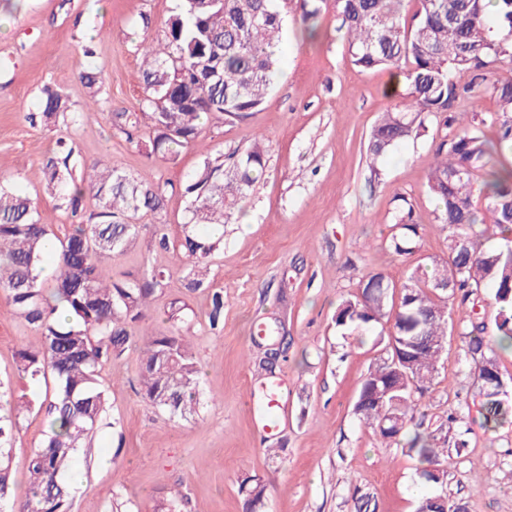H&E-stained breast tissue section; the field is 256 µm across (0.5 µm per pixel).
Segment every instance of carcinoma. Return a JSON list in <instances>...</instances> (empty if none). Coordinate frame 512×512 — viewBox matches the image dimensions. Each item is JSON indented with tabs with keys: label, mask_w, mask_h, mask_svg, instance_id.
<instances>
[{
	"label": "carcinoma",
	"mask_w": 512,
	"mask_h": 512,
	"mask_svg": "<svg viewBox=\"0 0 512 512\" xmlns=\"http://www.w3.org/2000/svg\"><path fill=\"white\" fill-rule=\"evenodd\" d=\"M278 0H221L200 8L194 0H180L179 11L166 23L164 41L144 47V96L138 112L111 113L112 125L129 136L141 127L150 129L151 155L176 162L180 150L199 140L204 122L212 118L242 119L256 111L268 94L280 63L278 34L283 18ZM326 0H301L302 21L309 36ZM411 22L401 13L404 0H333L336 15L348 36L353 64L364 69H395L404 75L405 103L384 113L367 145L372 161L390 153L418 132L427 116L443 118V126L457 125L435 148V161L426 174L429 193L438 208L435 222L448 230V258L435 262L430 279L412 271L402 288L398 305L389 304L392 283L381 273L363 281L362 295L345 300L336 311V326L358 329L383 318L394 334L425 336L435 347L448 338L450 298L475 304L478 292L492 290L491 299L504 317L501 335L482 336L476 322L463 328L468 337L465 356L480 371L497 369L496 347L512 344V75L498 76L496 69L512 65V0H496L494 16L486 0H414ZM81 79L100 96L101 71L88 69ZM480 95L496 102L491 123L494 141L485 138L486 118L461 110L464 102ZM33 125L56 121L75 127L91 118L73 112L62 93L46 85L40 111L29 112ZM267 149L256 139L233 163V176L224 177V156H207L183 183L189 198L181 247L188 266L189 288H206L205 260L217 251L223 236L203 238L194 232L200 224H222L224 213L244 196L265 171ZM44 189L72 219L68 234L52 239L34 202L22 193L0 186V289L19 316L41 331L44 347L18 353L19 370L34 382L52 376L54 393L48 402L49 430L43 447L29 458V494L18 512H67L69 492L62 480L76 467L83 441L99 427L105 412L104 391L98 368L120 356L131 340L126 325L144 316L149 299L165 280L162 271L114 280L104 262L123 253L137 238L140 213L163 209L165 187L147 178L127 175L100 160L79 161L68 139L59 136L41 167ZM485 199L484 211L474 205V195ZM92 195L97 210L88 214L84 199ZM400 229L388 240L397 257L413 252L419 237L412 201L401 197L393 212ZM491 223L505 244L485 249L475 226ZM462 238L465 253L455 245ZM57 269L53 288H43V265ZM453 280L449 292L435 285ZM209 325L223 319L224 295L210 292ZM64 304L69 318L56 317ZM404 359L392 348L364 376L360 389L374 384L393 391L380 403L357 399L354 413L385 442L396 440L416 421L418 397L429 386L416 382L423 374L434 378L437 358L430 349L406 346ZM140 393L155 407L172 416L194 411L201 383V368L182 337L175 333L153 336L146 344L139 370ZM484 420L492 430L512 417V404L502 393L481 387ZM461 413L448 408L439 430L443 440L462 448ZM16 417L0 415V501L11 485L9 445ZM432 435L414 432L408 450L420 463L422 477L437 482L444 472L436 468L440 454ZM249 503L264 498L266 485L259 479L242 484Z\"/></svg>",
	"instance_id": "cac0c4a2"
}]
</instances>
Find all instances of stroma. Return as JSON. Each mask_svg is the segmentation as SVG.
Segmentation results:
<instances>
[{"mask_svg": "<svg viewBox=\"0 0 512 512\" xmlns=\"http://www.w3.org/2000/svg\"><path fill=\"white\" fill-rule=\"evenodd\" d=\"M177 4L0 0V183L36 202L55 236L69 231V215L41 182L55 134L25 115L38 109L47 84L85 111L91 94L80 74L95 67L106 75L108 111L66 129L77 159L106 160L166 189L163 209L140 214L135 243L107 262L116 279L149 269L166 278L144 317L129 323L122 356L99 369L106 410L67 477L69 512H155L177 494L180 512H415L420 498L434 494L468 512H512V423L485 428L477 373L464 359L460 334L476 317L485 335L496 337L498 308L481 306L475 316L458 301L448 303L452 332L417 419L431 433L449 406L460 407L467 445L449 448L439 484L420 479L405 441H381L353 411L363 377L384 355L389 323L359 331L335 324L338 305L359 293L366 274L383 272L399 288L416 267L447 258L448 233L434 222L436 202L426 187L442 123L428 120L418 136L371 162L369 134L382 112L401 102L404 84H393V71L353 64L332 8L319 18V38L309 41L297 0H282L280 70L260 108L243 120L206 122L198 145L176 162L149 156L148 130L127 139L109 115L138 111L139 46L163 38ZM145 15L150 25H143ZM89 39L96 55L86 59L78 46ZM258 137L267 146L265 172L226 212L223 246L207 262V287L189 289L181 186L205 156L243 151ZM401 195L414 204L420 240L396 259L385 243ZM161 233L164 249L156 242ZM213 290L224 294V320L215 329L208 322ZM175 303L184 311L174 321ZM170 332L191 344L202 371L198 404L185 417H170L140 393L143 342ZM43 345L41 332L0 292V406L21 407L11 441L12 508L26 498L27 458L45 440L53 392L19 372L17 354ZM273 384L285 418L270 434L262 415ZM252 476L266 485L257 505L241 489Z\"/></svg>", "mask_w": 512, "mask_h": 512, "instance_id": "obj_1", "label": "stroma"}]
</instances>
